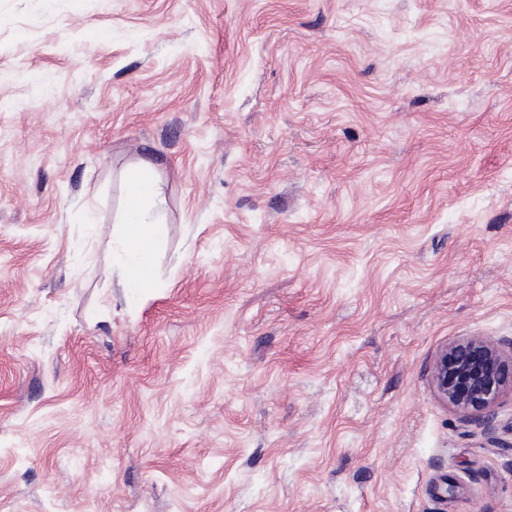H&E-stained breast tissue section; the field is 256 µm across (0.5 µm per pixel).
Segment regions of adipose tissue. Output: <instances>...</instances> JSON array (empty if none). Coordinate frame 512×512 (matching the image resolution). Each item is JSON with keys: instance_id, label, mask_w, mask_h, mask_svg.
Listing matches in <instances>:
<instances>
[{"instance_id": "obj_1", "label": "adipose tissue", "mask_w": 512, "mask_h": 512, "mask_svg": "<svg viewBox=\"0 0 512 512\" xmlns=\"http://www.w3.org/2000/svg\"><path fill=\"white\" fill-rule=\"evenodd\" d=\"M160 192V179L151 164L136 162L128 178L130 205L123 217L126 257L121 270V283L131 302L155 275L153 247L165 234V222L154 210Z\"/></svg>"}]
</instances>
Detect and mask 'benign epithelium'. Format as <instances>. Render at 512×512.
I'll use <instances>...</instances> for the list:
<instances>
[{
    "label": "benign epithelium",
    "mask_w": 512,
    "mask_h": 512,
    "mask_svg": "<svg viewBox=\"0 0 512 512\" xmlns=\"http://www.w3.org/2000/svg\"><path fill=\"white\" fill-rule=\"evenodd\" d=\"M432 382L443 401L489 430L491 408L508 382V368L497 346L482 336H467L439 353Z\"/></svg>",
    "instance_id": "1"
}]
</instances>
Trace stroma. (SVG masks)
<instances>
[{
    "label": "stroma",
    "mask_w": 512,
    "mask_h": 512,
    "mask_svg": "<svg viewBox=\"0 0 512 512\" xmlns=\"http://www.w3.org/2000/svg\"><path fill=\"white\" fill-rule=\"evenodd\" d=\"M467 336L512 342V0H0V512H512V393L432 387ZM161 192L160 179L147 161L136 162L129 171L130 205L124 213L123 237L126 257L121 270L122 288L126 298L134 303L155 275L153 246L165 234V222L153 210Z\"/></svg>",
    "instance_id": "stroma-1"
}]
</instances>
